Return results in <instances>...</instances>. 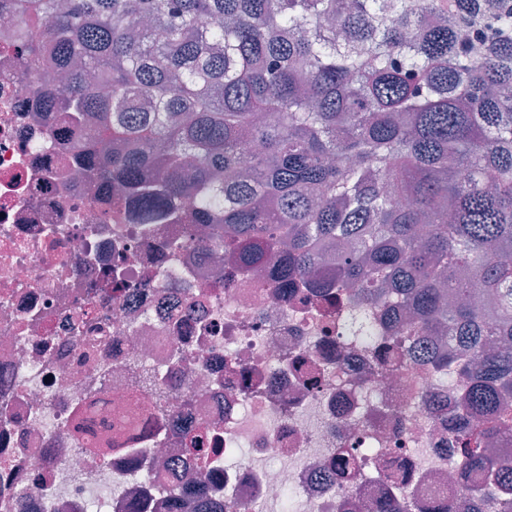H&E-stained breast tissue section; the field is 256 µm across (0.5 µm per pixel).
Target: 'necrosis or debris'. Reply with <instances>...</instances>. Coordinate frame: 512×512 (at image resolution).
Returning <instances> with one entry per match:
<instances>
[{"mask_svg":"<svg viewBox=\"0 0 512 512\" xmlns=\"http://www.w3.org/2000/svg\"><path fill=\"white\" fill-rule=\"evenodd\" d=\"M13 26L0 16V512H110L140 492L144 474L198 483L182 470L186 433L207 432L235 506L276 512H378L395 465L414 501H466L451 434L423 405L441 383L426 366L374 353L363 341L380 310L341 304L325 314L285 303L278 288L240 274L223 251L193 242L198 225L133 224L113 216L96 178L73 162L79 140L57 138L43 113L20 108L51 81L26 72ZM183 240L178 249L171 240ZM119 266L137 289H113ZM109 332L81 350L73 324ZM352 477L329 486L317 470L340 448Z\"/></svg>","mask_w":512,"mask_h":512,"instance_id":"4bbe7bcc","label":"necrosis or debris"}]
</instances>
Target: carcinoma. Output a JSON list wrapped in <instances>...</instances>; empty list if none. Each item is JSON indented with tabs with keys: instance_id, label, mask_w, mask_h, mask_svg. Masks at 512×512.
I'll return each instance as SVG.
<instances>
[{
	"instance_id": "cac0c4a2",
	"label": "carcinoma",
	"mask_w": 512,
	"mask_h": 512,
	"mask_svg": "<svg viewBox=\"0 0 512 512\" xmlns=\"http://www.w3.org/2000/svg\"><path fill=\"white\" fill-rule=\"evenodd\" d=\"M0 0L39 104L138 224L189 201L243 274L285 301L355 287L392 357L463 381L438 406L475 507L512 512V0ZM164 34L157 41L153 33ZM76 339L89 348L106 330ZM186 436L183 463L205 458ZM195 512H224V481ZM382 512H410L403 487Z\"/></svg>"
}]
</instances>
